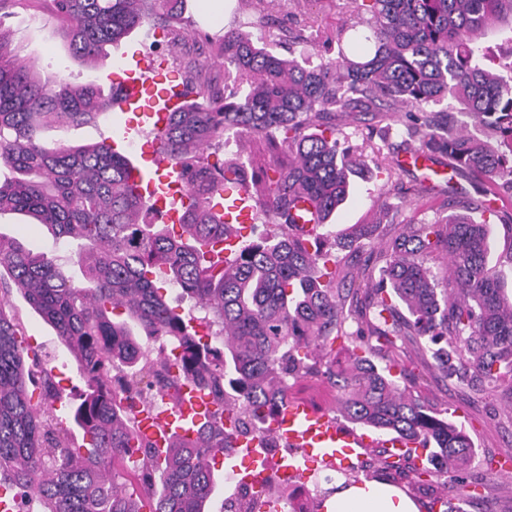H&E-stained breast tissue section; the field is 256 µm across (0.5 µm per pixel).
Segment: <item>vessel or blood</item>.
Masks as SVG:
<instances>
[{"label":"vessel or blood","mask_w":512,"mask_h":512,"mask_svg":"<svg viewBox=\"0 0 512 512\" xmlns=\"http://www.w3.org/2000/svg\"><path fill=\"white\" fill-rule=\"evenodd\" d=\"M114 82L120 91L115 110L121 119L111 144L117 152L124 151L140 137L163 131L171 113L181 110L186 100V86L170 74L167 59L137 44L124 52L123 73ZM141 158V164L130 172L132 183L156 207L160 222L181 223L189 196L176 168L150 152L142 153ZM211 208L228 224L253 223L261 210L258 198L245 180L214 193ZM212 408L210 398L203 392L192 385H182L174 408L161 425L164 435H191L193 425L204 421ZM267 430L270 437L282 442L297 459L285 464L267 454L266 443L261 439H234V446L244 449L254 461L246 477L255 483L265 482L269 472L281 465L296 479L303 480L309 468L318 465L356 470L364 448H387L403 453L422 446L417 439L393 435L374 438L358 433L329 411H319L298 401L284 402L269 418Z\"/></svg>","instance_id":"vessel-or-blood-1"}]
</instances>
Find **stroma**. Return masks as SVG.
<instances>
[{"label": "stroma", "mask_w": 512, "mask_h": 512, "mask_svg": "<svg viewBox=\"0 0 512 512\" xmlns=\"http://www.w3.org/2000/svg\"><path fill=\"white\" fill-rule=\"evenodd\" d=\"M353 9L352 0H337L333 6L328 0H300L289 15L278 17L266 26L264 41L276 54L288 56L296 49L289 40L290 32L306 27L309 18H316L322 32L332 34L349 20ZM200 12V0H185L180 21L164 31L144 25L132 34L131 39L145 42L167 56L170 66L186 80L207 85L220 93L224 90L223 68L214 66L198 70L194 63L215 54L224 40L225 31L242 28L253 10L244 0H230L223 21L214 27L202 23ZM56 26L55 17L39 0H12L0 16V27L12 33L19 58L37 61L42 74L59 71L73 84L91 80L107 84L109 74L122 64L123 46L109 47L107 57L90 66L70 56L66 42L55 33ZM406 119L407 114L402 109L395 112L391 120L383 122L367 116L358 122L340 118L336 121V136L341 147L349 150L360 146L369 135L377 140L387 139L389 145L396 147L402 141L401 131ZM111 134L112 118L105 115L94 125L43 128L40 137L49 143L62 141L84 145L99 142ZM268 160L258 142L235 134L230 136L228 146L209 157L210 163L235 162L247 170L265 165ZM413 178L412 172L402 171L391 176L367 175L353 179L352 192L332 216V224L339 229L353 224L375 223L379 226L372 238L363 241L354 255L355 260H364L382 247L393 235L395 225L431 223L447 215L448 197L442 190L434 189L407 198L406 189ZM387 204L392 207L393 218L383 223L379 215ZM0 236L15 240L31 251L52 255L66 276L81 282L82 272L74 263L70 250L55 245L44 225L18 214L5 213L0 215ZM7 297L10 313L21 324L42 361L51 367L58 389L69 397L71 404H78L85 382L75 359L17 288H10ZM394 374L400 385L429 410L443 413L444 417L462 427L471 438L475 453L453 481L436 476L415 477L414 462L410 459L402 460L396 470L375 468L373 478L402 489L418 502L420 512H442L436 505L437 500L453 499L463 485L473 488L477 494L476 500L465 502V512H512V478L497 475L502 456L512 454V423L497 417L486 396L449 386L438 371L424 369L415 353H407ZM288 396L319 410L335 413L340 410L335 386L321 376L290 381Z\"/></svg>", "instance_id": "1"}]
</instances>
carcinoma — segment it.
<instances>
[{"label": "carcinoma", "instance_id": "carcinoma-1", "mask_svg": "<svg viewBox=\"0 0 512 512\" xmlns=\"http://www.w3.org/2000/svg\"><path fill=\"white\" fill-rule=\"evenodd\" d=\"M184 0H47L72 58L92 63L148 22H171ZM290 0H254V25L287 12ZM348 26L336 31L334 58L313 64L307 50L281 58L229 30L220 48L235 91L219 97L203 85L173 112L159 141L181 168L191 203L176 238L145 219L151 207L130 184V159L107 140L46 144L48 125L92 124L112 111L115 92L96 83L42 79L21 63L10 31L0 28V214L48 225L55 244L74 248L83 281L75 284L52 257L0 237V278L7 275L76 357L87 390L73 421L83 444L70 445L53 411L61 399L48 378L34 381L37 355L24 346L0 304V487L35 512H205L215 485V455L231 448L224 419L240 434H259L284 401L288 379L326 375L355 425L434 445L428 462L456 473L474 453L470 437L406 390L391 370L394 354L412 347L448 383L512 397V250L493 256L491 227L451 212L432 224H408L353 272L320 242L327 221L361 169L392 175L397 155L372 140L340 149L336 114L381 120L409 108L405 136L427 158L448 156V205L463 192L453 179L468 173L484 195L512 197V57L493 72L477 39L512 0H353ZM234 131L261 142L271 157L252 174L261 211L275 229L220 259L230 225L209 199L224 173L207 150ZM306 200L320 232L301 237L290 210ZM371 224L334 232L346 249L372 236ZM446 261L440 279L429 266ZM206 313L199 335L171 306L157 273ZM356 323L349 332L347 321ZM389 344L388 364L371 360L372 338ZM359 341L336 367L334 346ZM127 383L112 386V369ZM188 381L211 396V419L196 436L171 438L164 458L136 429L133 412Z\"/></svg>", "mask_w": 512, "mask_h": 512}]
</instances>
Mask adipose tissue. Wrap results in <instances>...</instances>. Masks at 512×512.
Returning <instances> with one entry per match:
<instances>
[{
    "instance_id": "adipose-tissue-1",
    "label": "adipose tissue",
    "mask_w": 512,
    "mask_h": 512,
    "mask_svg": "<svg viewBox=\"0 0 512 512\" xmlns=\"http://www.w3.org/2000/svg\"><path fill=\"white\" fill-rule=\"evenodd\" d=\"M324 512H419L416 502L395 486L367 482L325 499Z\"/></svg>"
}]
</instances>
